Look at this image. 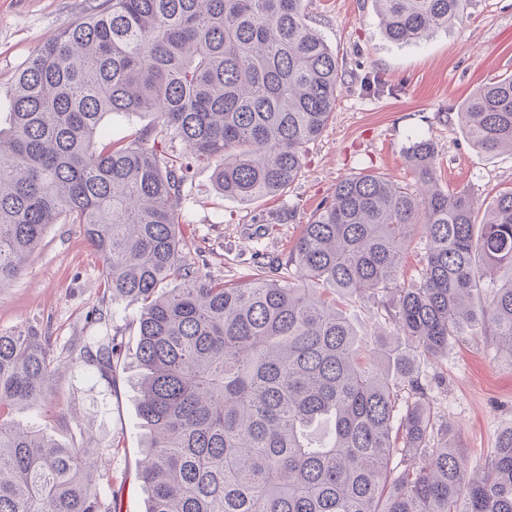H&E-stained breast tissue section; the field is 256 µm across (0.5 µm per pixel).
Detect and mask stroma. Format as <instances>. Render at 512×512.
I'll return each mask as SVG.
<instances>
[{
  "label": "stroma",
  "instance_id": "1",
  "mask_svg": "<svg viewBox=\"0 0 512 512\" xmlns=\"http://www.w3.org/2000/svg\"><path fill=\"white\" fill-rule=\"evenodd\" d=\"M101 0H0V89L19 67ZM308 22L336 52L344 79L328 125L309 144L301 176L278 195L242 202L219 192L215 167L191 164L177 206L186 263L227 281L254 271L255 253L283 263L312 211L347 176L376 171L415 184L403 152L418 138L438 151L441 184L485 210L512 187V155L472 146L456 114L471 93L512 76V0H470L462 21L428 40L395 45L378 27L373 0H306ZM102 262L75 224H54L16 280L0 288V333L31 329L50 339L56 372L43 400L13 420L66 446L90 448L121 512H143L137 472L144 431L135 352L139 308L107 295ZM114 337L115 372L80 358L93 337ZM442 377L435 408L459 429L470 472H478L512 426V357L480 335L457 337L447 356L418 358Z\"/></svg>",
  "mask_w": 512,
  "mask_h": 512
}]
</instances>
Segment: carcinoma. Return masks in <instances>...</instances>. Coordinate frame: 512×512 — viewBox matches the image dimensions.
<instances>
[{"label":"carcinoma","instance_id":"obj_1","mask_svg":"<svg viewBox=\"0 0 512 512\" xmlns=\"http://www.w3.org/2000/svg\"><path fill=\"white\" fill-rule=\"evenodd\" d=\"M373 2L397 45L448 29L468 5ZM341 82L305 0H102L0 92V287L48 226L78 224L112 301L140 306L145 512H512V427L470 474L414 355L438 360L481 326L512 357V280L493 278L512 266V189L478 218L466 192L439 184L437 149L421 139L405 150L416 186L373 172L336 183L289 252L293 273L261 264L227 285L184 260L188 166L163 137L217 163L228 197L280 194ZM133 114L153 123L96 147L107 117ZM457 120L473 146L512 153V76L479 87ZM419 228L427 250L405 283ZM338 296L370 297L392 333L361 340ZM118 361L105 338L92 362L106 374ZM54 369L48 338L0 334V512H117L91 449L9 420L41 401ZM321 420L333 430L317 440Z\"/></svg>","mask_w":512,"mask_h":512}]
</instances>
